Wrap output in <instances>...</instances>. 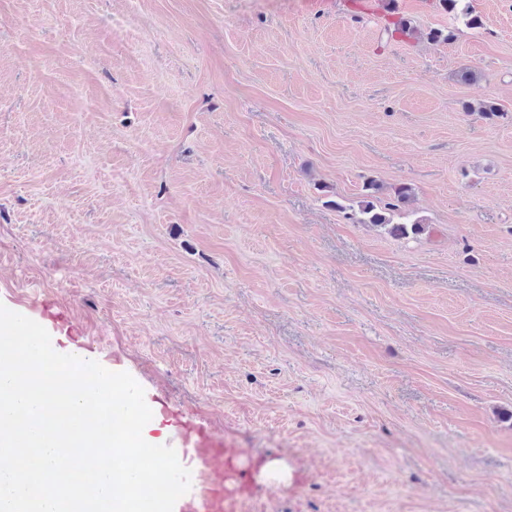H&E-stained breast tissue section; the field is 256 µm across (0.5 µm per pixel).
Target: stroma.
Segmentation results:
<instances>
[{
    "label": "stroma",
    "mask_w": 512,
    "mask_h": 512,
    "mask_svg": "<svg viewBox=\"0 0 512 512\" xmlns=\"http://www.w3.org/2000/svg\"><path fill=\"white\" fill-rule=\"evenodd\" d=\"M338 2L0 0V304L237 443L243 512H512V0ZM364 187L367 191L366 198L359 201L358 211L351 217L356 223L370 224L383 229L388 234L403 238L416 237L426 230L427 224H424L423 219H413L410 213L401 208V204H404L411 196L412 189L410 187L395 188L393 202H386L383 206H378L373 201L367 200L380 191L379 184L371 180Z\"/></svg>",
    "instance_id": "obj_1"
}]
</instances>
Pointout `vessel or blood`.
<instances>
[{
  "instance_id": "obj_1",
  "label": "vessel or blood",
  "mask_w": 512,
  "mask_h": 512,
  "mask_svg": "<svg viewBox=\"0 0 512 512\" xmlns=\"http://www.w3.org/2000/svg\"><path fill=\"white\" fill-rule=\"evenodd\" d=\"M190 459L196 465L198 482L196 491L187 504V512H241L248 495L245 490L227 489V480L236 478L238 472L226 465L224 459L232 455V445L202 423L186 439Z\"/></svg>"
}]
</instances>
